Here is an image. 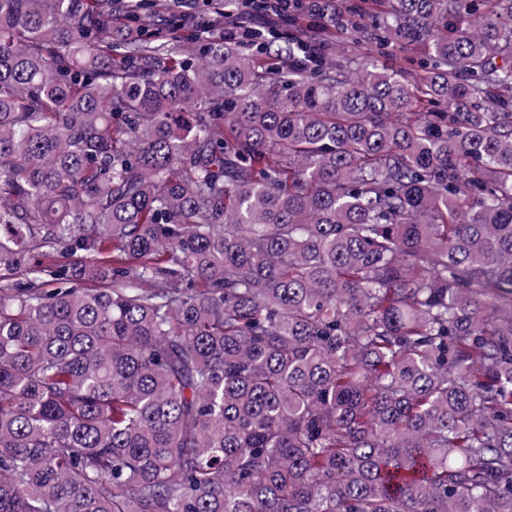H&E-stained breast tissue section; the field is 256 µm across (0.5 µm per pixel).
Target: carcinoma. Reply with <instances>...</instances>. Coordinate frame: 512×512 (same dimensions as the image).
I'll return each mask as SVG.
<instances>
[{
  "label": "carcinoma",
  "mask_w": 512,
  "mask_h": 512,
  "mask_svg": "<svg viewBox=\"0 0 512 512\" xmlns=\"http://www.w3.org/2000/svg\"><path fill=\"white\" fill-rule=\"evenodd\" d=\"M238 6L0 0V512H512V0Z\"/></svg>",
  "instance_id": "cac0c4a2"
}]
</instances>
